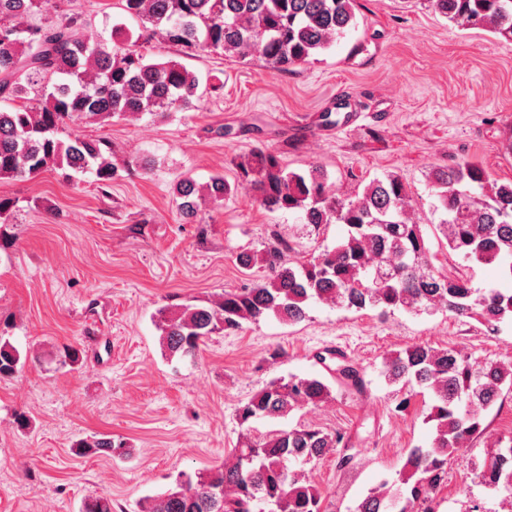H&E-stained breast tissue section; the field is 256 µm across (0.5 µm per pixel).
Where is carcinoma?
Instances as JSON below:
<instances>
[{"label":"carcinoma","mask_w":512,"mask_h":512,"mask_svg":"<svg viewBox=\"0 0 512 512\" xmlns=\"http://www.w3.org/2000/svg\"><path fill=\"white\" fill-rule=\"evenodd\" d=\"M139 21L133 31L112 28L111 41L85 30L77 15L58 24L35 23L52 0H0V179L27 180L53 169L90 173L101 186L112 183L110 147L99 139L59 138L70 122L108 124L113 119L150 116L167 119L195 106L202 97L197 74L174 59L151 60L141 44L158 36L184 54L199 51L259 57L274 73L310 62L355 25L356 0H120ZM460 29L480 28L512 41V0H430ZM252 182L259 204L270 212L298 214L319 228L345 227L331 250L292 263L287 245L271 242L262 257L243 252L240 267L261 262L266 279L253 288L224 293L209 307L190 304L158 311L161 343L171 356H193L206 338L273 315L289 323L307 317L311 302L347 310L435 306L455 317L478 315L496 330L512 320V291H478L469 280L451 278L430 259L421 225L407 216L408 189L395 174L367 184L355 197H341L318 166L289 171L277 154L257 151L234 161ZM440 214L435 229L463 261L495 265L512 280V180L491 179L481 166L458 161L428 175ZM230 185L221 174L205 185L192 177L173 192L184 223L196 221L201 201L224 200ZM14 201L0 197V247L11 242ZM21 365L19 351L0 341V380ZM384 376L427 391L426 416L434 423L427 447L411 449L396 483L371 490L355 512H429L424 504L448 474V460L483 433L482 413L512 386V362H471L457 351L415 344L384 361ZM332 398L319 376L274 379L238 408L247 425L285 418ZM340 438L297 424L260 437L245 436L230 463L209 473L187 475L153 498L141 512H253L265 502L271 512H322L318 485L291 468L315 464ZM80 456L126 454L123 442L104 434L81 440ZM478 481L504 495L512 507V451L497 448L477 469Z\"/></svg>","instance_id":"obj_1"}]
</instances>
